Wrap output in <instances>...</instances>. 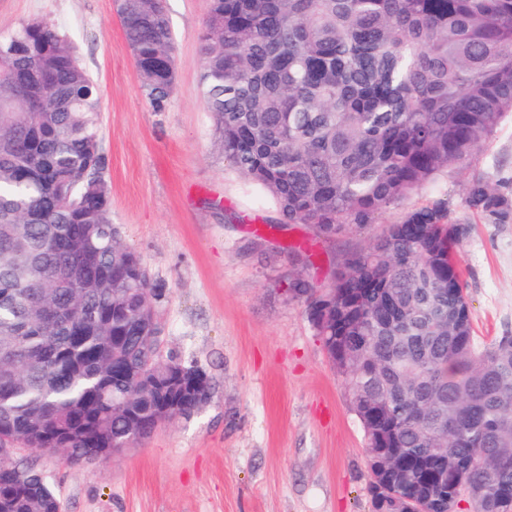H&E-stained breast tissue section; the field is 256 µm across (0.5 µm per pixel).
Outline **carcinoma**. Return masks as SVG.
<instances>
[{"mask_svg": "<svg viewBox=\"0 0 512 512\" xmlns=\"http://www.w3.org/2000/svg\"><path fill=\"white\" fill-rule=\"evenodd\" d=\"M116 11L165 109L175 43L160 0ZM200 84L224 160L284 223L332 238L374 223L455 164L476 168L512 112V0H208ZM96 83L45 20L0 33V446L73 463L147 435L167 397L149 315L167 289L130 269L112 223ZM467 209L512 223V176ZM471 225L437 198L349 255L318 335L344 378L370 486L422 512L512 503V336L474 335L458 263ZM152 370L159 387L137 384ZM0 512H61L46 476L0 456Z\"/></svg>", "mask_w": 512, "mask_h": 512, "instance_id": "cac0c4a2", "label": "carcinoma"}]
</instances>
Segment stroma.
Segmentation results:
<instances>
[{"mask_svg":"<svg viewBox=\"0 0 512 512\" xmlns=\"http://www.w3.org/2000/svg\"><path fill=\"white\" fill-rule=\"evenodd\" d=\"M176 86L153 111L112 0H0V33L46 20L101 89L100 134L112 221L168 295L157 305L163 356L193 358L212 379L203 407L161 424L123 455L70 463L19 449L63 512H375L361 425L343 377L289 290L324 286L386 225L437 197L470 219L458 255L476 336L512 334V223L470 218L467 170L452 166L373 224L332 239L282 224L270 197L224 160L201 90L207 0H166ZM480 169L512 171V114Z\"/></svg>","mask_w":512,"mask_h":512,"instance_id":"obj_1","label":"stroma"}]
</instances>
